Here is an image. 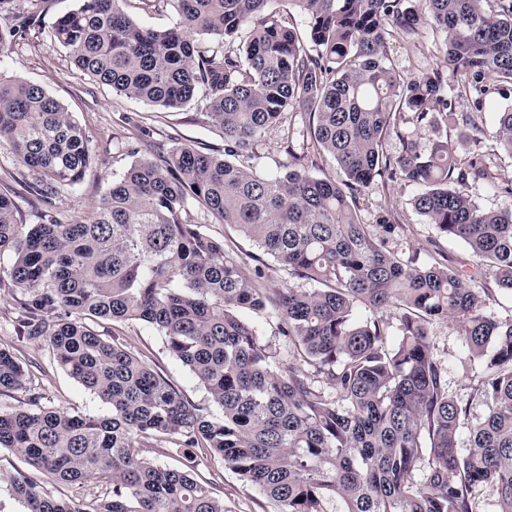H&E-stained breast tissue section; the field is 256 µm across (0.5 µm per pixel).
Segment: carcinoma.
<instances>
[{"instance_id":"carcinoma-1","label":"carcinoma","mask_w":512,"mask_h":512,"mask_svg":"<svg viewBox=\"0 0 512 512\" xmlns=\"http://www.w3.org/2000/svg\"><path fill=\"white\" fill-rule=\"evenodd\" d=\"M14 2L0 0V13L16 17L0 29V55L41 23L42 0ZM124 2L79 0L52 35L76 66L128 98L172 109L202 94L224 157L174 142L165 165L134 162L68 223L20 224L0 193V253L10 252L0 281L18 288L20 333L44 339L56 365L110 408L91 416L41 404L28 370L0 348V396L29 393L0 410V447L54 483L101 479L108 491L57 498L21 473L0 480L27 512H226L195 478V459L175 468L143 457L150 439L222 458L276 512H330L333 502L339 512H476L483 484L495 487L499 512H512V321L485 313L495 293L512 296V211L469 194L476 183L512 194V174L488 164L480 117L427 152L402 131L448 125L450 90L474 93L480 114L493 94L487 81L512 86V0H293L308 18L305 38L278 19L276 0H155L178 13L169 29L136 24ZM424 23L442 36L445 67L405 74L386 42ZM244 28L248 41L229 48ZM287 113L304 119L303 148L329 156L339 176L312 174L290 144L283 173L246 164ZM392 137L402 145L394 157L384 151ZM494 139L512 155V107L496 113ZM0 147L37 174L31 189L46 204L80 183L91 158L63 103L2 74ZM398 180L418 186L414 210L462 241L492 287H470L435 240L423 260L391 249L395 211L362 222L357 195ZM191 206L310 287H268L261 267L248 271L184 218ZM271 300L291 351L286 368L241 316ZM448 318L484 362L477 392L487 413L469 428L465 454L467 407L448 395L428 333ZM102 320L156 329L208 404L101 334Z\"/></svg>"}]
</instances>
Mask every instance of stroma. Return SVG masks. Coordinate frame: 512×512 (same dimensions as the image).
Returning a JSON list of instances; mask_svg holds the SVG:
<instances>
[{
	"mask_svg": "<svg viewBox=\"0 0 512 512\" xmlns=\"http://www.w3.org/2000/svg\"><path fill=\"white\" fill-rule=\"evenodd\" d=\"M77 5L78 0H42L40 26L30 29L11 52L0 55V73L44 86L73 113L85 128L93 153L80 185L60 192L52 204L43 205L33 201L24 189L25 183L34 181V174L24 171L6 149L0 148V192L10 194L17 206V217L24 224L86 215L112 181L121 177L135 161L145 159L163 164L170 138L214 155L224 153V136L212 126L202 97H195L176 109L147 104L114 92L72 64L67 50L54 41L52 24L58 15ZM439 43V33L424 25L413 38H390L386 53L396 69L416 74L443 66L444 57L437 50ZM301 129L302 120L297 116L285 117L282 124L270 128L255 151L252 165L265 174L279 172L288 162L285 135H298ZM416 192V186L397 181L361 193L356 198L359 215L370 224L378 213L395 209L401 230L393 242L394 248L407 256L421 254L436 239L449 259L466 263V245L458 240L438 239L434 227L414 211L411 199ZM187 219L201 225L204 233L240 259L259 256L268 287L283 286L286 275L277 262L260 255L258 248L233 228L196 208L188 211ZM13 317V293L10 283L5 281L0 283V347L12 351L28 369L45 404L68 412L108 413L106 403L55 367L47 343L17 341ZM105 328L147 360L185 397L196 403L206 402V391L188 368L168 353L164 336L155 329L139 321L109 322ZM429 336L435 356L448 367L449 395L469 404V423L479 422L486 414L476 394L483 373L482 362L468 354L454 321L433 322ZM197 474L213 482L218 496L224 500L226 512H273L267 498L244 482L223 459L201 457Z\"/></svg>",
	"mask_w": 512,
	"mask_h": 512,
	"instance_id": "obj_1",
	"label": "stroma"
}]
</instances>
